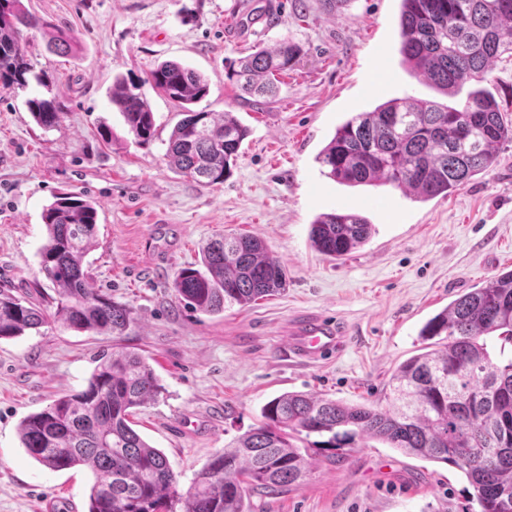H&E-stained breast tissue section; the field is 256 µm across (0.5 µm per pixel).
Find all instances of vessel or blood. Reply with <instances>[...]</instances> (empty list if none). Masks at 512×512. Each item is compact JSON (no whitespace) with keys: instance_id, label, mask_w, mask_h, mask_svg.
Masks as SVG:
<instances>
[{"instance_id":"obj_1","label":"vessel or blood","mask_w":512,"mask_h":512,"mask_svg":"<svg viewBox=\"0 0 512 512\" xmlns=\"http://www.w3.org/2000/svg\"><path fill=\"white\" fill-rule=\"evenodd\" d=\"M341 345L337 321L326 317L307 318L291 329L285 354L292 360L319 362L336 355Z\"/></svg>"}]
</instances>
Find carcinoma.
<instances>
[{"mask_svg":"<svg viewBox=\"0 0 512 512\" xmlns=\"http://www.w3.org/2000/svg\"><path fill=\"white\" fill-rule=\"evenodd\" d=\"M15 19L42 30L53 52L67 55L76 42L29 13L22 0H0V84L25 88L30 78L41 77L33 75ZM399 38L408 71L453 97L465 84L482 81L498 57L512 56V0H401ZM302 55L300 44L284 40L241 58L228 78L251 96L272 98L276 75ZM147 81L182 109L168 138L167 164L199 184L224 182L248 129L231 112L192 108L209 86L187 65L162 62ZM138 90L136 81L118 76L111 102L146 145L156 129ZM26 106L45 130L59 126L64 115L53 96L30 98ZM505 141L512 142V124L490 92L475 88L458 106L406 97L357 112L336 128L317 161L340 184H389L428 200L448 196L488 170ZM41 219L46 242L39 265L55 293L51 309L0 290V339L37 331L51 319L78 332L123 335L134 322L132 309L92 286L85 261L96 244V203L64 192L43 208ZM372 231L358 212H325L310 224L309 240L319 253L340 259L364 245ZM286 282L285 267L262 238L238 235L207 243L202 266L179 270L173 288L178 300L215 313L277 294ZM419 336L426 351L396 369L392 409L282 394L262 407L261 424L213 455L185 491L166 455L132 427L133 410L165 391L147 358L134 351L114 348L102 355L85 388L20 421L19 439L50 470L85 467L93 473L86 512H254L251 495L298 486L311 474L314 455L326 451L334 463L342 450L366 438L457 469L479 512H512V357L495 361L481 342L496 336L512 344V271L455 299Z\"/></svg>","mask_w":512,"mask_h":512,"instance_id":"1","label":"carcinoma"}]
</instances>
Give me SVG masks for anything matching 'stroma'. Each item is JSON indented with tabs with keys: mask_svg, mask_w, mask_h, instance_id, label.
Returning a JSON list of instances; mask_svg holds the SVG:
<instances>
[{
	"mask_svg": "<svg viewBox=\"0 0 512 512\" xmlns=\"http://www.w3.org/2000/svg\"><path fill=\"white\" fill-rule=\"evenodd\" d=\"M25 8L71 32L75 53L47 48L26 30L35 72L46 85L0 86V288L41 303L45 242L41 213L62 192L98 206L94 286L128 304L124 335L92 336L52 322L0 340V512H83L90 472L50 471L22 448L17 425L58 397L86 386L104 349L145 355L165 392L137 408L135 430L166 455L180 488L232 438L260 421L285 392L386 409L396 367L420 347L433 314L512 269V143L496 162L448 197L418 201L389 186L348 187L325 176L316 157L351 115L402 97L437 99L399 53V0H350L327 12L321 0H23ZM289 39L299 63L277 75L265 101L227 74L239 58ZM164 61L186 64L209 84L198 102L232 112L250 130L232 174L204 186L170 169L167 140L180 107L147 83ZM122 74L140 84L156 137L140 145L110 88ZM53 95L59 127L44 130L25 102ZM351 210L375 231L333 260L309 240L317 215ZM260 236L287 271L285 291L220 314L197 311L173 292L176 273L199 266L201 248L220 236ZM330 316L345 336L318 363L284 355L290 323ZM254 512H466L470 487L447 465L409 457L381 441L349 449L337 462L317 455L299 486L252 495Z\"/></svg>",
	"mask_w": 512,
	"mask_h": 512,
	"instance_id": "obj_1",
	"label": "stroma"
}]
</instances>
